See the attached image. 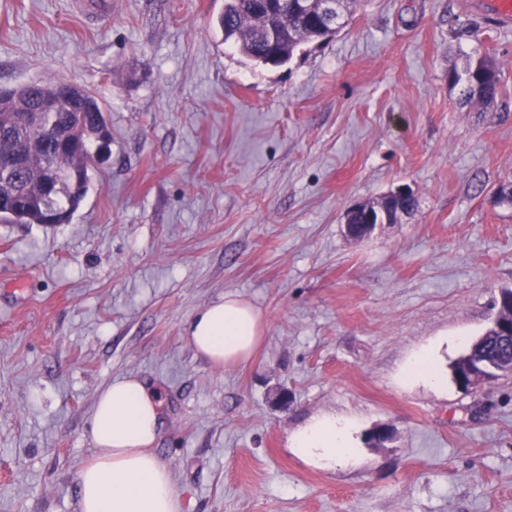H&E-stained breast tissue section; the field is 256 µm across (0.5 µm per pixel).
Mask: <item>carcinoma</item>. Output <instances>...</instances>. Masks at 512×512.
I'll use <instances>...</instances> for the list:
<instances>
[{
  "mask_svg": "<svg viewBox=\"0 0 512 512\" xmlns=\"http://www.w3.org/2000/svg\"><path fill=\"white\" fill-rule=\"evenodd\" d=\"M326 0H275V9L259 7V0H224V11L218 26L224 43L260 63L280 64L290 60L313 41L333 36L349 16L365 0H332L334 8L328 17L321 16ZM463 95L470 102L489 103L500 91L497 65L484 58L466 63L462 75ZM43 108L47 120L56 113L67 119L70 143L58 145L49 139L43 146L32 149L27 163L17 179L0 184V221L16 224H45L51 207L41 187L44 167L55 166L54 179L60 185L55 207L72 215L84 201L91 173L100 158L93 149V138L109 132L105 108L101 100L87 88L78 85L73 95L62 94V81L43 80L23 84L12 91L0 90V150L24 145L30 133L12 132L1 135L13 118L31 110ZM502 349L496 341L469 351L470 360L496 359Z\"/></svg>",
  "mask_w": 512,
  "mask_h": 512,
  "instance_id": "carcinoma-1",
  "label": "carcinoma"
}]
</instances>
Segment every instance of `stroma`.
I'll use <instances>...</instances> for the list:
<instances>
[{"instance_id":"35a3bbf8","label":"stroma","mask_w":512,"mask_h":512,"mask_svg":"<svg viewBox=\"0 0 512 512\" xmlns=\"http://www.w3.org/2000/svg\"><path fill=\"white\" fill-rule=\"evenodd\" d=\"M224 0H0V88L102 99L110 152L67 224L0 223V512H80L100 392L162 393L183 512H512V376L453 365L512 290V25L484 0H368L283 64L225 45ZM500 91L466 102L465 61ZM415 210L347 236L346 212ZM264 315L245 364L187 329L227 294ZM430 351L439 387L403 379ZM352 427L328 465L296 429ZM385 429L386 441L370 440ZM461 369V386L468 389L469 387L476 385L481 380L499 375H512V362L508 363L507 355H504V357L498 361L497 365L490 363H477L476 365L465 364Z\"/></svg>"}]
</instances>
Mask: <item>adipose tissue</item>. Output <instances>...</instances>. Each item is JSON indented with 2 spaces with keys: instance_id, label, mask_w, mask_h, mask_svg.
I'll return each mask as SVG.
<instances>
[{
  "instance_id": "obj_1",
  "label": "adipose tissue",
  "mask_w": 512,
  "mask_h": 512,
  "mask_svg": "<svg viewBox=\"0 0 512 512\" xmlns=\"http://www.w3.org/2000/svg\"><path fill=\"white\" fill-rule=\"evenodd\" d=\"M187 333L202 358L237 365L261 342L263 318L246 299L227 295L196 314ZM160 403L159 393L136 378L101 393L94 407L96 451L77 474L80 512H180L172 474L153 451ZM290 445L331 458L349 451L346 431L325 422L302 427Z\"/></svg>"
}]
</instances>
